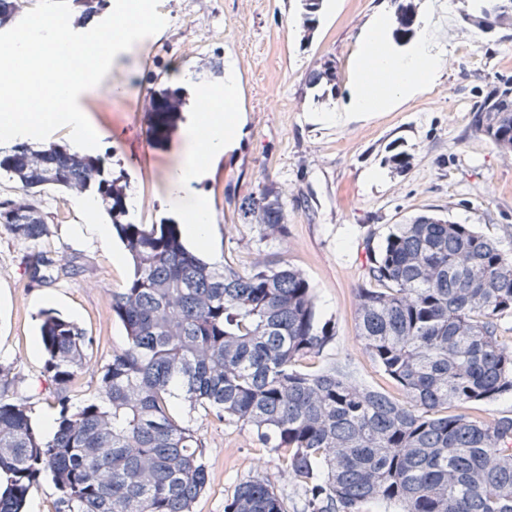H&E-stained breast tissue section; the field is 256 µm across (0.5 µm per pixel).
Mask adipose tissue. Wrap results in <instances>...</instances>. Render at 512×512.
<instances>
[{"mask_svg": "<svg viewBox=\"0 0 512 512\" xmlns=\"http://www.w3.org/2000/svg\"><path fill=\"white\" fill-rule=\"evenodd\" d=\"M385 18H378L363 33L364 53L359 61L356 87L350 106L359 112H372L398 99L413 86L433 82L442 64L429 43H421L414 53H393L381 37ZM211 88L198 86L195 100L199 110L186 126V148L180 166L170 175L172 196L181 195L198 180L203 159L223 154L227 141L236 138L240 129L234 116L220 111Z\"/></svg>", "mask_w": 512, "mask_h": 512, "instance_id": "adipose-tissue-1", "label": "adipose tissue"}]
</instances>
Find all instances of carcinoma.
Masks as SVG:
<instances>
[{
	"instance_id": "1",
	"label": "carcinoma",
	"mask_w": 512,
	"mask_h": 512,
	"mask_svg": "<svg viewBox=\"0 0 512 512\" xmlns=\"http://www.w3.org/2000/svg\"><path fill=\"white\" fill-rule=\"evenodd\" d=\"M394 40L414 34L415 8L394 0ZM461 19L489 27L512 0H463ZM337 73L324 62L306 86L323 102ZM474 131L512 148V79H500L472 112ZM0 170L26 202H0V227L27 244L24 273L36 285L62 274L41 247L51 235L43 197L85 189L97 197L131 262L112 292L124 347L101 367L97 398L70 411L68 385L91 345L53 309L41 313L40 345L59 407L55 432L38 435L0 378V512H23L39 477L52 474L55 512H192L207 486L198 438L172 414L189 410L249 426L282 454L305 495L304 512H512V416L471 418L472 404L512 394V252L469 224L422 214L396 224L367 252L356 294V331L369 359L405 394L397 401L358 384L343 365L302 369L334 337L319 323L313 289L297 269L266 257L217 269L184 242L178 224H138L116 208L112 171L90 155L16 144ZM283 202L264 188L242 209L260 238L284 237ZM224 512H288L271 481L239 485Z\"/></svg>"
}]
</instances>
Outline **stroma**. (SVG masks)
Returning <instances> with one entry per match:
<instances>
[{"label": "stroma", "instance_id": "obj_1", "mask_svg": "<svg viewBox=\"0 0 512 512\" xmlns=\"http://www.w3.org/2000/svg\"><path fill=\"white\" fill-rule=\"evenodd\" d=\"M417 33L451 63L433 83L422 84L398 104L370 114L350 111L348 101L362 52V31L391 14L390 0H323L314 34H307L300 0H159L162 33L118 53L102 82L79 99L101 102L87 118L102 158L137 203L140 224L180 223L182 212L204 199L211 214L209 241L200 253L211 263L231 258L249 266L274 256L300 270L314 289L321 320L335 327L320 362L347 366L370 389L401 398L399 388L368 358L356 335L355 294L364 279L367 250L389 229L420 214L472 225L512 249V152L474 132L471 113L500 78L512 77V30L481 32L460 17L449 0H415ZM194 54H186L188 45ZM336 66L338 85L317 103L305 86L310 68ZM236 66V90L226 111L241 131L223 154L207 158L198 182L179 201L168 177L180 165L182 131L191 94L202 84L224 90L228 64ZM171 87L179 95L170 112H144L143 98ZM409 157L400 171L386 163L391 152ZM285 204L284 238H259L240 208L262 187ZM52 233L42 246L76 266L78 274L36 286L23 274L26 246L0 228V367L14 377L44 433L58 410L47 401L40 313L53 308L85 329L92 340L86 363L70 388L72 407L90 401L101 368L125 344L112 313L113 290L129 267L115 238L99 241L93 224L69 195L50 193ZM174 413L195 430L207 468L205 491L192 512H224V502L253 476L269 477L303 512L304 495L284 470L279 454L261 447L247 427L190 411Z\"/></svg>", "mask_w": 512, "mask_h": 512}]
</instances>
